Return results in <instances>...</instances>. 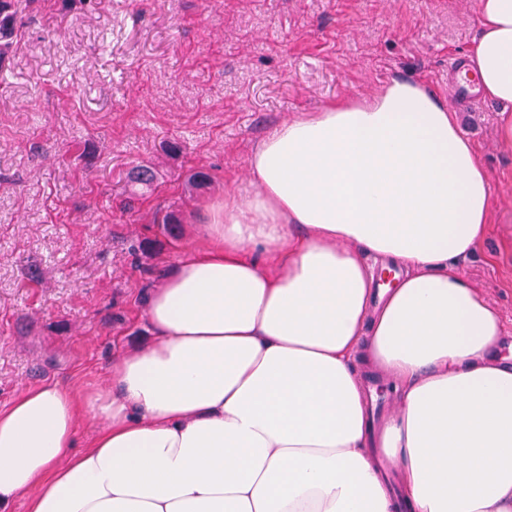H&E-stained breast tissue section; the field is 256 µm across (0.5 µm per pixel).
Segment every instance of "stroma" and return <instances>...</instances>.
Masks as SVG:
<instances>
[{"label":"stroma","mask_w":512,"mask_h":512,"mask_svg":"<svg viewBox=\"0 0 512 512\" xmlns=\"http://www.w3.org/2000/svg\"><path fill=\"white\" fill-rule=\"evenodd\" d=\"M17 2L0 81V410L26 387L107 384L119 353L148 339L149 293L204 247L203 212L248 187L249 158L274 128L396 75L453 104L448 58L467 57L479 34L478 0ZM502 111L484 99L463 116L493 222L460 271L501 313L496 355L512 364ZM142 164L158 181L134 198ZM196 170L210 181L186 192ZM168 214L179 226L164 235Z\"/></svg>","instance_id":"35a3bbf8"}]
</instances>
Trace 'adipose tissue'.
<instances>
[{"label": "adipose tissue", "instance_id": "adipose-tissue-1", "mask_svg": "<svg viewBox=\"0 0 512 512\" xmlns=\"http://www.w3.org/2000/svg\"><path fill=\"white\" fill-rule=\"evenodd\" d=\"M468 67L512 107V0H479ZM214 202L204 250L152 290L149 339L84 399L44 383L0 412V505L27 512H512V365L498 310L459 271L492 219L455 112L389 78L303 112ZM403 270L375 297L369 259ZM389 380L377 439L354 366ZM104 426L84 448L77 422Z\"/></svg>", "mask_w": 512, "mask_h": 512}]
</instances>
